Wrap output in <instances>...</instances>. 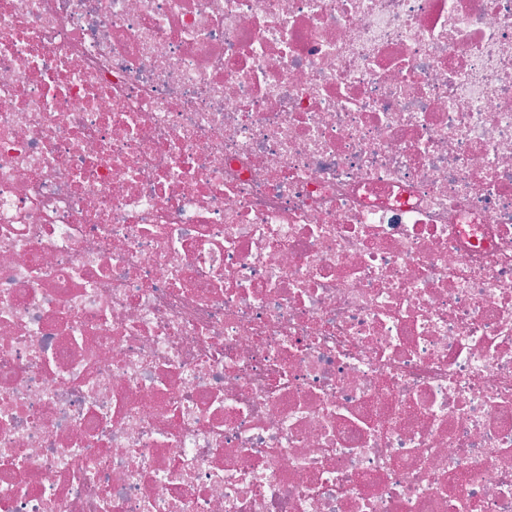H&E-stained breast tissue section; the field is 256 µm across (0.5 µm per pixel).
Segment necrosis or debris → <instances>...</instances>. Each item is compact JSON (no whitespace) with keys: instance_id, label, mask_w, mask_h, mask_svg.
Returning <instances> with one entry per match:
<instances>
[{"instance_id":"necrosis-or-debris-1","label":"necrosis or debris","mask_w":512,"mask_h":512,"mask_svg":"<svg viewBox=\"0 0 512 512\" xmlns=\"http://www.w3.org/2000/svg\"><path fill=\"white\" fill-rule=\"evenodd\" d=\"M0 512H512V0H0Z\"/></svg>"}]
</instances>
